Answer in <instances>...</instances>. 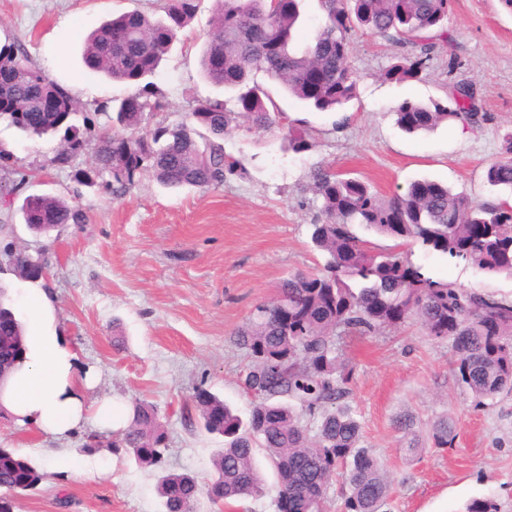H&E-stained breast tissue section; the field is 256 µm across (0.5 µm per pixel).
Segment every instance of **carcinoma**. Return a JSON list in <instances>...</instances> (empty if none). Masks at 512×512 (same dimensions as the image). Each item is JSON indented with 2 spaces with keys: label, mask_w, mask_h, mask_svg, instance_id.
<instances>
[{
  "label": "carcinoma",
  "mask_w": 512,
  "mask_h": 512,
  "mask_svg": "<svg viewBox=\"0 0 512 512\" xmlns=\"http://www.w3.org/2000/svg\"><path fill=\"white\" fill-rule=\"evenodd\" d=\"M306 0H283L271 15L267 0H217L218 20L204 39L203 77L224 89L227 98L198 99L189 122L150 128L147 95L162 61L191 24L196 0H166L165 17L133 10L102 22L85 38L84 68L114 82L135 87L119 100L113 130L98 137L97 174L116 197L150 173L171 188H206L226 175L246 174L242 162L224 152V136L284 130L288 148L304 153L315 146L311 129L286 123L271 90L255 81L258 71L304 106L335 112L357 98L349 65L351 32L360 28L403 49L382 73L387 81L420 82L431 55L449 45L445 21L449 0H316L319 22L302 35ZM0 59L27 70L0 97L14 108L0 111L31 137L64 131L71 149L84 145L83 133L70 123L77 112L70 94L32 62L21 45L0 48ZM46 94L58 99L56 111L38 126L22 121ZM395 124L407 133H428L440 125L476 128L484 119L475 89L458 81L446 101L424 103L406 98L392 109ZM312 188L322 199L321 216L311 225V241L327 255L324 270L283 280L276 301L257 306L236 333L235 345L251 358L244 376L256 398L247 417L206 388H198L184 422L224 437L213 458L215 475L206 485L186 473L164 471L168 452L158 408L132 405L127 427L114 450L139 465L161 471L158 487L165 512H196L201 497L228 505L263 493L256 458L262 453L277 476V512H309L324 503L337 468L347 472L344 512H381L390 480L379 461L361 446L360 425L344 403L352 368L340 359L339 335L373 336L409 318L426 335L449 340L456 353L454 372L476 403L512 393V303L476 294L422 271L410 281L412 266L403 253L374 250L358 238V224L391 238L397 245L418 243L429 252L456 257L457 242L471 241L462 260L490 276L512 277V157L491 164L486 181L497 193L477 203L442 182L421 178L405 192L381 196L369 184L319 168ZM20 212L27 226L49 235L61 224H81L79 209L51 196L24 200ZM7 289L0 288V358L5 374L20 367L26 351L25 329L16 318ZM315 419L309 433L302 415ZM451 424H436L429 439L437 448L454 442ZM46 474L12 448H0V512H14L15 500L35 490Z\"/></svg>",
  "instance_id": "cac0c4a2"
}]
</instances>
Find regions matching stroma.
Masks as SVG:
<instances>
[{
    "label": "stroma",
    "instance_id": "obj_1",
    "mask_svg": "<svg viewBox=\"0 0 512 512\" xmlns=\"http://www.w3.org/2000/svg\"><path fill=\"white\" fill-rule=\"evenodd\" d=\"M165 0H0V46L24 45L36 65L77 101L75 124L91 120L83 149L59 160L60 136L27 137L0 121V251L26 249L47 265L42 283L52 293L57 320L83 368L98 379L91 398L110 395L157 405L168 435L167 467L205 482L224 439L186 427L183 408L196 388L219 395L240 414L252 401L241 384L249 360L233 343L257 304L274 299L283 279L318 273L326 260L310 240L322 200L309 175L317 166L345 172L379 194L403 191L430 177L492 199L485 171L505 155L512 132V13L500 0H452L448 30L462 66L449 72L448 53L436 49L418 83L383 80L397 49L380 37L351 34L349 64L358 97L346 121L276 95L289 120L312 127L316 145L288 150L281 130L224 138L227 154L245 165L246 177H227L209 189H169L143 176L121 198L103 180L78 182L94 167L96 137L112 127V107L131 86L87 72L82 37L110 16L139 9L162 17ZM216 0H198L189 38L176 43L148 97L150 126L187 120L194 100L223 98L206 81L199 57L211 29ZM471 83L486 119L477 131L441 125L408 134L393 107L406 98L445 100L448 86ZM30 195H50L77 206L82 224H64L40 237L19 208ZM411 262L431 276L473 292L512 301V279L490 277L464 261L406 247ZM122 347H114L113 337ZM338 353L353 368L346 399L361 425L362 444L385 466L391 495L383 512H463L474 499H492L512 512V396L476 405L452 373L450 341H434L407 320L374 336H342ZM455 424L452 446L428 436L442 419ZM409 422L410 432L399 430ZM420 450L409 454L412 438ZM115 432L83 428L54 441L0 413V447L24 449L47 478L20 498L14 512H162L153 471L111 449ZM96 452H85L87 442Z\"/></svg>",
    "mask_w": 512,
    "mask_h": 512
}]
</instances>
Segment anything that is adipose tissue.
<instances>
[{
    "label": "adipose tissue",
    "mask_w": 512,
    "mask_h": 512,
    "mask_svg": "<svg viewBox=\"0 0 512 512\" xmlns=\"http://www.w3.org/2000/svg\"><path fill=\"white\" fill-rule=\"evenodd\" d=\"M21 305L30 315L27 360L0 385V408L36 432L57 440L83 426L113 431L125 426L127 406L109 397L96 405L85 401L92 387L56 325V308L45 289H23Z\"/></svg>",
    "instance_id": "adipose-tissue-1"
}]
</instances>
